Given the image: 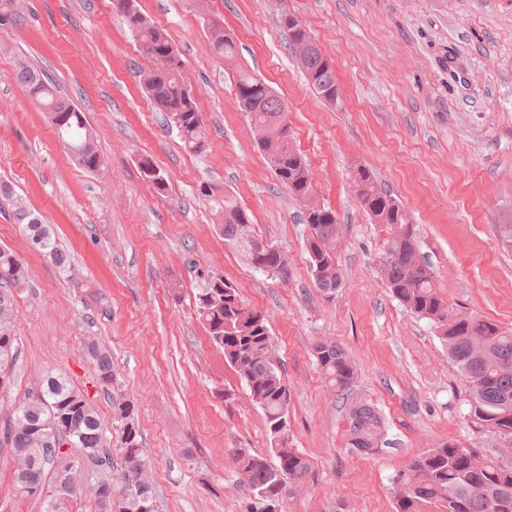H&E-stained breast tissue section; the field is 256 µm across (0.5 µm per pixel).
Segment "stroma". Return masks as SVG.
Listing matches in <instances>:
<instances>
[{
	"label": "stroma",
	"instance_id": "1",
	"mask_svg": "<svg viewBox=\"0 0 512 512\" xmlns=\"http://www.w3.org/2000/svg\"><path fill=\"white\" fill-rule=\"evenodd\" d=\"M164 28L203 114L202 152L185 148L146 96L149 62L112 0H25L20 26L0 29V179L53 227L80 280L72 287L0 213V247L28 266L17 298L19 359L0 391V419L49 369L92 389L85 336L112 349L132 400L159 512H247L233 458L267 454L264 415L196 318L201 273L221 272L270 324L291 390L290 436L310 463L283 512H394L396 474L417 454L482 435L465 419L464 381L427 320L408 314L377 274L389 238L356 193L357 167L407 206L421 251L454 307L512 329V247L499 239L512 209V0H135ZM287 7L332 59L340 96L315 95L277 24ZM223 21L242 64L288 104V123L314 174L315 197L341 225L346 286L315 288L302 205L255 144L230 76L212 54L207 21ZM54 77L96 133L100 168L77 166L50 116L14 78L18 60ZM150 157L170 186L140 175ZM236 197L253 232L288 259L287 279L244 264L224 245L202 188ZM329 339L355 362L358 390L384 417L382 449L346 445L347 422L313 346ZM0 447V512H41L18 494Z\"/></svg>",
	"mask_w": 512,
	"mask_h": 512
}]
</instances>
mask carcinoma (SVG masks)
<instances>
[{
	"label": "carcinoma",
	"mask_w": 512,
	"mask_h": 512,
	"mask_svg": "<svg viewBox=\"0 0 512 512\" xmlns=\"http://www.w3.org/2000/svg\"><path fill=\"white\" fill-rule=\"evenodd\" d=\"M137 41L141 55L154 67L143 72L142 83L149 99L178 129L185 147L197 152L204 146L205 126L192 90L184 83L183 63L167 32L151 23L136 7L120 12ZM23 20L22 0H0V28L16 27ZM278 26L288 36V49L299 61L315 94L334 104L338 99V79L333 61L288 10L278 14ZM214 56L231 73L240 107L256 133L257 148L275 178L288 188L304 207L306 250L313 282L328 298L345 287L337 259L339 224L336 212L313 198V174L304 154L296 147L288 127L284 100L255 70L238 60L234 37L222 29L209 30ZM16 79L32 100L51 115L57 138L83 170L94 172L101 165L93 128L85 113L58 84L36 67L20 62ZM143 180L163 195L168 189L165 174L156 177V165L149 157L139 161ZM364 210L376 224L389 228L390 239L380 257L378 271L391 296L410 314L429 322L448 349V356L461 372L466 385L464 404L468 422L477 431L497 440L512 437V331L497 322L453 307L439 290L430 264L420 252L417 225L403 202L379 185L376 174L358 168L354 177ZM12 210L13 220L24 226L26 237L37 243V252L73 280V264L53 229L17 196L12 184L0 182V203ZM221 219L224 244L258 272L277 267L281 278L288 276V261L280 250L260 255L251 248L256 240L248 212L230 195L214 200ZM501 242L512 247V210L498 219ZM195 295L196 316L210 341L224 353L226 364L244 382L251 401L262 409L270 437L269 457L236 453V469L244 485L254 493L264 492L279 500L287 491V481L303 478L309 462L280 438L279 423L289 422L291 394L279 361L273 353V339L266 316L251 308L239 288L219 272L201 275ZM30 273L25 262L9 249L0 248V389L10 383L6 370L15 365L17 346L15 296L28 287ZM314 356L330 386L342 400L348 423L347 445L361 455L378 451L384 418L378 408L355 388L356 367L345 349L334 341H319ZM82 352L94 369L100 391L111 397L112 416L106 420L97 411L87 392L64 375L47 372L36 392L11 411L3 429V442L11 449L16 490L31 495L29 485L43 488L42 512H75L74 502L84 486L118 489V507L112 512H158L150 464L143 446L142 431L132 401L114 395L117 375L110 348L95 336L82 343ZM118 432L112 440V432ZM73 441L83 449L91 472H71L73 487L59 482L69 452L54 443ZM122 460L119 477L112 466L110 447ZM395 483L403 491L395 495V512H424L430 505L442 512H512V458L505 460L487 448L448 441L415 456ZM97 512L100 499L93 490Z\"/></svg>",
	"instance_id": "1"
}]
</instances>
